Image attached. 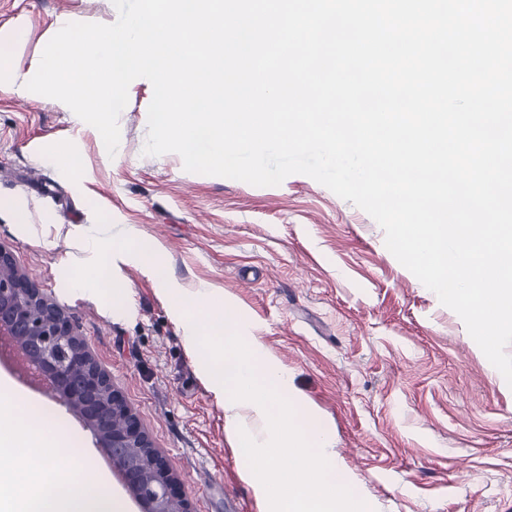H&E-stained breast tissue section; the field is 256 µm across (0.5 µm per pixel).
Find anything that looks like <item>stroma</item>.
I'll list each match as a JSON object with an SVG mask.
<instances>
[{
  "instance_id": "stroma-1",
  "label": "stroma",
  "mask_w": 512,
  "mask_h": 512,
  "mask_svg": "<svg viewBox=\"0 0 512 512\" xmlns=\"http://www.w3.org/2000/svg\"><path fill=\"white\" fill-rule=\"evenodd\" d=\"M117 18L112 0H0V244L66 308L191 512H258L247 459L142 271L113 265L127 288L116 307L72 289L71 226L135 229L163 244L175 283L207 281L236 303L376 512H512V390L369 214L303 174L257 187L144 154L146 79L128 88L112 156L64 103L22 87L59 20ZM62 143L70 156L54 154Z\"/></svg>"
}]
</instances>
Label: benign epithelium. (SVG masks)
<instances>
[{
	"instance_id": "7a95c632",
	"label": "benign epithelium",
	"mask_w": 512,
	"mask_h": 512,
	"mask_svg": "<svg viewBox=\"0 0 512 512\" xmlns=\"http://www.w3.org/2000/svg\"><path fill=\"white\" fill-rule=\"evenodd\" d=\"M0 348L92 433L140 512H190L166 458L154 448L70 316L35 287L2 245Z\"/></svg>"
}]
</instances>
